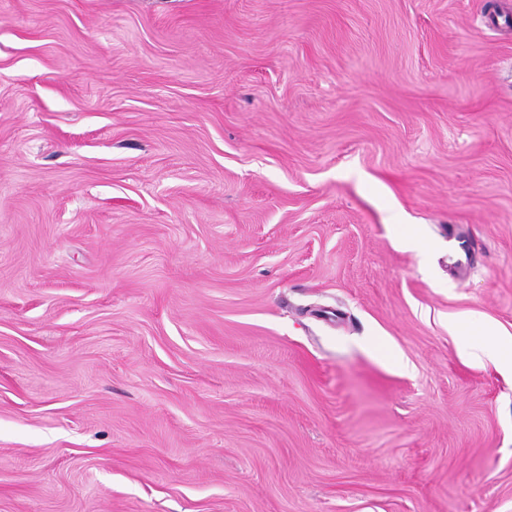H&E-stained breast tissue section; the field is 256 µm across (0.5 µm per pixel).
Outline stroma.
Wrapping results in <instances>:
<instances>
[{
    "mask_svg": "<svg viewBox=\"0 0 512 512\" xmlns=\"http://www.w3.org/2000/svg\"><path fill=\"white\" fill-rule=\"evenodd\" d=\"M486 325L512 0H0V512H512Z\"/></svg>",
    "mask_w": 512,
    "mask_h": 512,
    "instance_id": "obj_1",
    "label": "stroma"
}]
</instances>
